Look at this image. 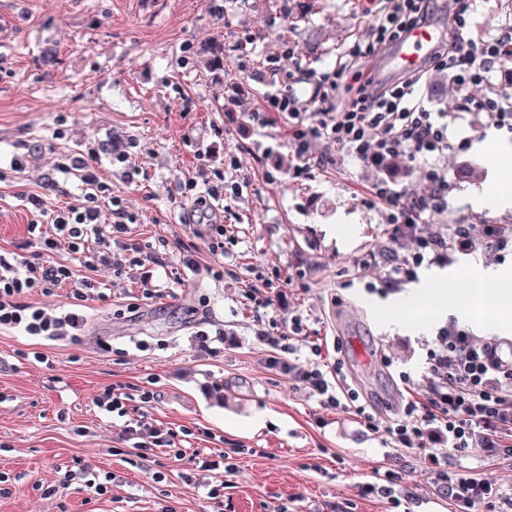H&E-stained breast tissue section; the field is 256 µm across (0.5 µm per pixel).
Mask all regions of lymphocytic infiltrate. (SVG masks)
Listing matches in <instances>:
<instances>
[{"mask_svg":"<svg viewBox=\"0 0 512 512\" xmlns=\"http://www.w3.org/2000/svg\"><path fill=\"white\" fill-rule=\"evenodd\" d=\"M454 33L440 42L430 60L445 70L452 85L463 94L455 112L434 111L423 86L426 67L405 72L398 81L379 82L372 74L340 67L316 82L310 97L296 92L271 93L268 111L287 114L293 123L294 171L301 174L319 165L312 152L318 140L334 144L337 151L354 157L377 171L369 195L372 203L386 208L387 241L378 245L376 257L386 267L385 285L398 288L414 282L424 266H449L458 256L480 254L495 263L512 252V224H452L448 221V195L455 184L449 166L471 170L465 160L467 140H452L450 125L472 110L487 113L498 129L512 133V93L488 94L490 66L502 52L501 40L475 43L463 35L473 0H453ZM432 0H384L372 26V41L354 45L350 54L362 57L376 46L396 41L406 31L427 25ZM316 111H308V103ZM409 162L422 173L428 187L419 194L396 181L400 162ZM96 154L61 164L60 172L78 170L85 191L76 204L53 212L37 210L26 227L39 251L26 255L0 250V331H17L47 342H79L87 325L84 308L94 299L97 284L91 275L99 268L123 274L135 261L139 248L131 236L130 218L119 197L96 173ZM406 254H399V246ZM75 255V263L55 260L60 247ZM68 288L70 302L49 309L31 302L33 292L50 293ZM256 339L269 348V370L301 383L325 410H354L361 426L377 436L383 447L402 448L425 455L443 484L455 512H472L476 503L502 505L512 512V492L493 487L474 474L453 467L458 456L478 452L512 460V339L477 338L473 330L449 318L434 339L422 340L426 349L424 398L414 394L410 373L400 380L408 398L401 417L386 426L376 424L360 403V393L349 381L342 363L324 369L321 344L307 348L314 361L305 364L287 336L267 330L262 314L271 303L265 291L251 290ZM98 410L120 426L121 441L129 443L140 467L155 482H163L162 458L185 460L193 470H224L236 465L220 448H181L174 430L153 425L147 414L131 416L116 388L97 396ZM84 480L87 490L99 496L109 493L118 478L112 472L92 474L89 465L65 470L55 484L42 490L45 497Z\"/></svg>","mask_w":512,"mask_h":512,"instance_id":"obj_1","label":"lymphocytic infiltrate"}]
</instances>
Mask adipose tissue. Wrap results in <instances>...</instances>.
I'll list each match as a JSON object with an SVG mask.
<instances>
[{
  "label": "adipose tissue",
  "instance_id": "adipose-tissue-1",
  "mask_svg": "<svg viewBox=\"0 0 512 512\" xmlns=\"http://www.w3.org/2000/svg\"><path fill=\"white\" fill-rule=\"evenodd\" d=\"M480 155L500 159L499 176L492 189L474 190L467 194L466 202L473 210L494 208L501 211L512 209V146L502 142L497 135L487 134L477 144ZM403 308L426 313L435 318L453 313L469 318L474 309L491 310V321L501 329L512 328V268L490 267L479 271L474 286L452 288L443 274H432L423 278L409 292L387 305V312Z\"/></svg>",
  "mask_w": 512,
  "mask_h": 512
}]
</instances>
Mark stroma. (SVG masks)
<instances>
[{
  "instance_id": "obj_1",
  "label": "stroma",
  "mask_w": 512,
  "mask_h": 512,
  "mask_svg": "<svg viewBox=\"0 0 512 512\" xmlns=\"http://www.w3.org/2000/svg\"><path fill=\"white\" fill-rule=\"evenodd\" d=\"M380 0H0V248L26 237L31 196L54 210L81 193L51 185L56 167L90 151L135 222L132 236L164 262L150 266L160 296L140 278L99 276L104 300L88 303L81 343L39 342L0 332V473L10 478L0 512H155L169 493L179 512H211L173 464L167 482L118 454L119 430L94 398L121 387L131 406L159 394L149 416L163 428L223 436L237 471L224 512H453L424 456L386 457L349 414L320 408L301 383L267 368L246 293L276 294L265 321L275 331L303 320L327 362L344 356L377 423L402 398L398 375H420L426 352L414 324L386 315L401 295L382 288L379 266L357 269L385 241L380 205H367L375 172L318 142L320 166L292 170L293 127L264 96L310 87L371 41ZM512 29V0H478L474 39ZM224 45V76L205 45ZM125 162H113V152ZM23 167L10 169L11 158ZM224 189L216 224L179 223L193 211L187 182ZM224 234H217L216 225ZM194 256L187 268L183 256ZM376 283L367 291L366 283ZM207 342H200L199 332ZM43 353L37 362L35 353ZM86 461L120 475L110 497L86 504L70 489L46 499L35 482ZM395 469L412 499L365 497L376 470Z\"/></svg>"
}]
</instances>
